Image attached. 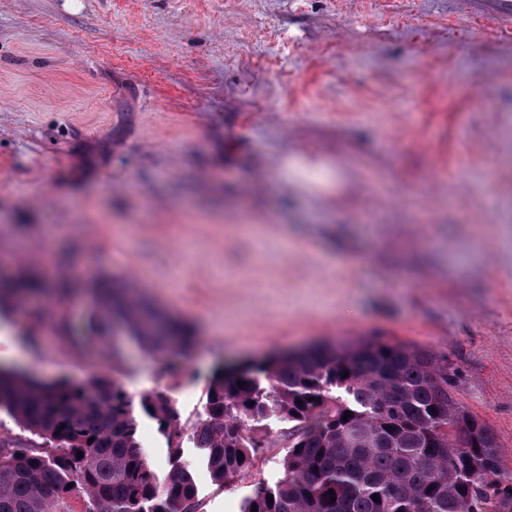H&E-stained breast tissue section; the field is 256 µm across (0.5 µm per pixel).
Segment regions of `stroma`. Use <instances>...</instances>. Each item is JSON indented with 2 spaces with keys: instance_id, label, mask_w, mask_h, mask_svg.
<instances>
[{
  "instance_id": "1",
  "label": "stroma",
  "mask_w": 512,
  "mask_h": 512,
  "mask_svg": "<svg viewBox=\"0 0 512 512\" xmlns=\"http://www.w3.org/2000/svg\"><path fill=\"white\" fill-rule=\"evenodd\" d=\"M0 353L46 382L162 392L366 337L429 354L512 473V0H0ZM129 280L194 338L152 352L100 313ZM139 439L203 512L283 476L251 423L218 488L192 438Z\"/></svg>"
}]
</instances>
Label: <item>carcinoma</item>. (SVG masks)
Here are the masks:
<instances>
[{"label": "carcinoma", "instance_id": "obj_1", "mask_svg": "<svg viewBox=\"0 0 512 512\" xmlns=\"http://www.w3.org/2000/svg\"><path fill=\"white\" fill-rule=\"evenodd\" d=\"M30 288L0 276V297ZM97 290L112 321L150 349L189 344L173 321L154 334L160 318L120 280ZM263 374L214 376L205 418L192 432L222 488L254 466L261 444L248 423L291 424L283 477L256 484L241 512H501L512 493L494 434L453 399L447 370L426 354L373 339L289 355ZM140 407L169 443H180L184 431L167 395H144ZM0 410L38 439L33 448H0V512H71L73 496L83 498L85 512H179L185 502L198 512L187 467L175 464L159 484L138 440L134 397L120 383L71 387L1 369ZM488 472L497 477L493 486L483 485Z\"/></svg>", "mask_w": 512, "mask_h": 512}]
</instances>
